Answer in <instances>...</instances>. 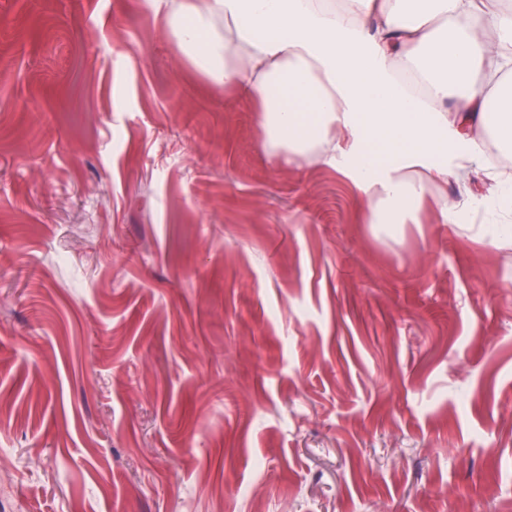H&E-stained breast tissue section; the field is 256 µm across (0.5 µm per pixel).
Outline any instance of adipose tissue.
Returning <instances> with one entry per match:
<instances>
[{
  "mask_svg": "<svg viewBox=\"0 0 512 512\" xmlns=\"http://www.w3.org/2000/svg\"><path fill=\"white\" fill-rule=\"evenodd\" d=\"M182 53L253 104L276 165L315 155L393 229L461 163L476 133L512 152V7L506 0H149Z\"/></svg>",
  "mask_w": 512,
  "mask_h": 512,
  "instance_id": "adipose-tissue-1",
  "label": "adipose tissue"
}]
</instances>
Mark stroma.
Segmentation results:
<instances>
[{
    "label": "stroma",
    "mask_w": 512,
    "mask_h": 512,
    "mask_svg": "<svg viewBox=\"0 0 512 512\" xmlns=\"http://www.w3.org/2000/svg\"><path fill=\"white\" fill-rule=\"evenodd\" d=\"M491 186L385 237L147 0H0V512H512Z\"/></svg>",
    "instance_id": "35a3bbf8"
}]
</instances>
